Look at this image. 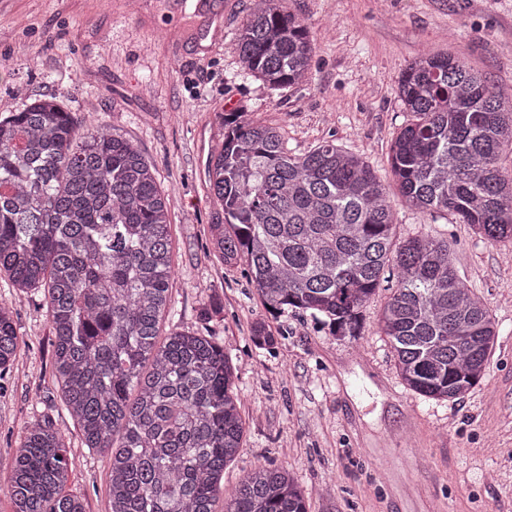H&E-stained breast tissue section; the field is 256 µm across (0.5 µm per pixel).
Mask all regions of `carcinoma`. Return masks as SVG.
<instances>
[{
	"label": "carcinoma",
	"mask_w": 512,
	"mask_h": 512,
	"mask_svg": "<svg viewBox=\"0 0 512 512\" xmlns=\"http://www.w3.org/2000/svg\"><path fill=\"white\" fill-rule=\"evenodd\" d=\"M280 0H254L235 40L238 74L270 89L307 79L315 45ZM414 116L390 149L405 202L512 241V92L457 57L423 55L399 83ZM224 208L211 243L266 307L310 313L357 338L362 310L393 281L379 325L414 392L452 400L486 375L498 324L445 240L399 241L386 187L362 157L325 141L303 154L280 128L224 115L208 165ZM155 166L114 128L82 129L53 98L0 117V274L43 291L62 404L82 443L110 455L111 512H215L244 420L224 347L195 331L159 341L175 266ZM24 345L0 302V380ZM62 436L24 426L0 494L14 512H85L65 492ZM226 512H308L290 470L255 465Z\"/></svg>",
	"instance_id": "carcinoma-1"
}]
</instances>
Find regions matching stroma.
Returning a JSON list of instances; mask_svg holds the SVG:
<instances>
[{
    "label": "stroma",
    "instance_id": "stroma-1",
    "mask_svg": "<svg viewBox=\"0 0 512 512\" xmlns=\"http://www.w3.org/2000/svg\"><path fill=\"white\" fill-rule=\"evenodd\" d=\"M0 0V113L55 98L82 127L106 124L155 165L172 200L173 311L162 334L202 328L238 369L245 422L236 460L214 509L240 478L271 461L292 471L309 512H512V243L491 242L451 217L412 210L389 164L412 120L399 99L407 66L450 54L491 82L512 85V0H281L316 44L308 78L280 91L240 77L233 44L251 0ZM282 127L292 152L333 140L362 157L386 186L397 238L447 240L460 276L481 296L499 336L485 378L454 400L407 389L378 330L387 290L363 311L357 339L331 335L307 314L271 313L239 267L209 247L224 212L207 165L226 113ZM26 344L0 378V475L11 469L24 426L50 417L66 444L68 492L85 512H110L108 453L83 447L53 375L54 336L41 294L0 278ZM265 321L282 342L256 349Z\"/></svg>",
    "mask_w": 512,
    "mask_h": 512
}]
</instances>
